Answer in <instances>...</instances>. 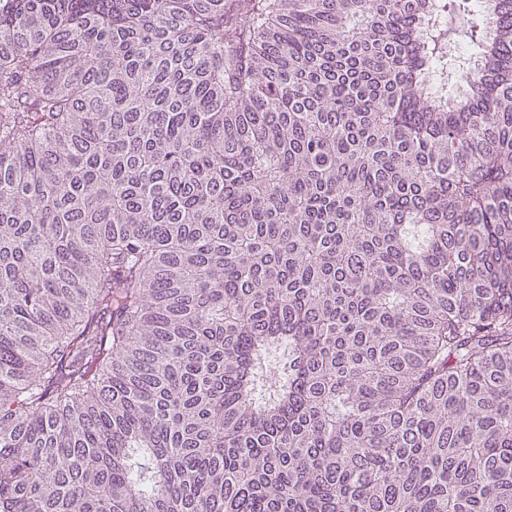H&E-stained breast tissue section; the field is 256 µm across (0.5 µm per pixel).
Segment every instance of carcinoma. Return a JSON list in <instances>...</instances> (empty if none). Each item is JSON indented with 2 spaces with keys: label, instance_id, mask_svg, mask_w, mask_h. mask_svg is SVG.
<instances>
[{
  "label": "carcinoma",
  "instance_id": "1",
  "mask_svg": "<svg viewBox=\"0 0 512 512\" xmlns=\"http://www.w3.org/2000/svg\"><path fill=\"white\" fill-rule=\"evenodd\" d=\"M0 512H512V0H0Z\"/></svg>",
  "mask_w": 512,
  "mask_h": 512
}]
</instances>
